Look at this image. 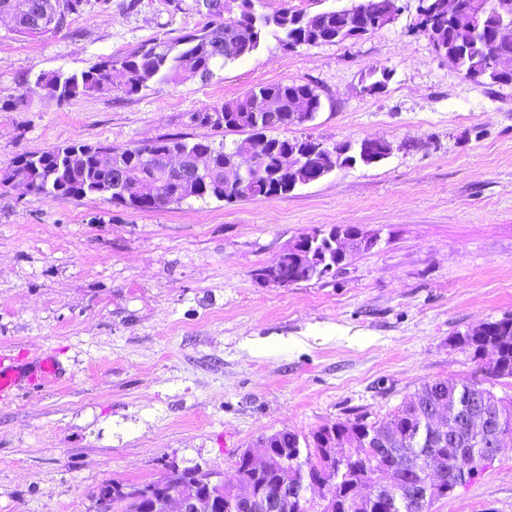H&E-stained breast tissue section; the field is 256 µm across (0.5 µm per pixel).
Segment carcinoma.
Segmentation results:
<instances>
[{"mask_svg": "<svg viewBox=\"0 0 512 512\" xmlns=\"http://www.w3.org/2000/svg\"><path fill=\"white\" fill-rule=\"evenodd\" d=\"M233 11L240 21L232 32H227L224 15L202 10L204 25L176 37L157 36L145 41L122 57L105 55L98 62L80 72L52 71L40 74L35 86L44 94L65 101L78 96L112 94L114 87L126 95L139 93L151 82L179 83L190 77L207 81L214 70L228 62L251 55L268 35L288 49L340 43L378 31L374 26L377 13L385 0H359L350 8L351 14L323 11L316 23L303 22L305 14L282 8L272 15L255 8L257 0H232ZM87 0H0V14L12 18L13 30L33 36L50 28L60 29L67 17L83 11ZM459 14L448 16L443 0H418L412 29L427 34L426 25L434 21L444 27L440 45L446 51L454 49L463 38L469 44L468 52L459 62V70L473 77L476 83L511 85L512 72L503 74L493 65V52L499 49L497 32L502 26L512 27V15L501 16L495 11L494 0H458ZM272 97L280 107L264 111L257 102ZM322 102L319 93L308 84H261L241 96L212 108V111L194 112L191 122L197 125L222 127L244 134V138L230 145L196 140L183 134L162 135L132 146L112 147V168L102 165L99 152L93 144L56 146L36 153L16 157L0 170V182L26 183L29 192L45 195L58 201L98 197L140 211L158 212L188 199L217 200L231 203L244 199L271 198L291 191L289 175L279 171L277 156L301 141L311 150L321 141L306 136L293 138L268 137L272 151L248 178V195L232 196L224 192V165L235 152L250 144L257 136L286 129L307 122V113L317 112ZM170 151L192 154L207 152L212 167L206 176L182 181V176L168 175L161 166L163 155ZM124 168L138 173L134 179H114V169ZM457 343L472 350L481 359L487 354L496 356V367L489 369V377L512 380V318L486 323V329L474 328L457 337ZM441 388L447 401L444 416L451 428V436L441 440L433 435L432 392ZM487 399L491 414L487 433L499 431L512 435V398L501 397L477 380L450 383L435 380L424 384L411 400L386 419L369 421L359 417L351 422H338L314 431L310 437L280 432L279 448L288 459L297 460L298 470L311 480L330 477L324 462L323 440L336 431L338 453L348 460L349 470L338 487L336 512H361L350 501L349 484L362 478L367 487L385 470L399 475L400 485L416 479L411 471L414 460L426 461L432 453L453 460L461 448L481 450L488 447V439L479 438L470 428L473 403L476 396ZM392 432L401 436L402 444L386 453L378 452L374 439ZM280 486L276 471H263L254 479V494L261 498L279 496ZM380 512H417L415 501L408 496L380 502Z\"/></svg>", "mask_w": 512, "mask_h": 512, "instance_id": "1", "label": "carcinoma"}]
</instances>
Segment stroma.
Masks as SVG:
<instances>
[{"instance_id":"1","label":"stroma","mask_w":512,"mask_h":512,"mask_svg":"<svg viewBox=\"0 0 512 512\" xmlns=\"http://www.w3.org/2000/svg\"><path fill=\"white\" fill-rule=\"evenodd\" d=\"M400 4L359 39L286 50L269 38L207 81L64 102L33 93L40 73L194 30L197 0H89L35 37L0 19V168L64 144H228L237 133L191 113L272 83L310 84L323 103L278 137L393 145L281 197L160 212L0 187V351L28 373L49 355L62 367L0 403V512H101L103 483L152 482L173 462L230 482L263 436L381 420L423 383L488 366L456 338L512 317V85L465 79L411 31L415 0ZM372 66L391 75L371 96ZM338 225L380 241L326 279H256L294 238ZM431 512H512V439Z\"/></svg>"}]
</instances>
